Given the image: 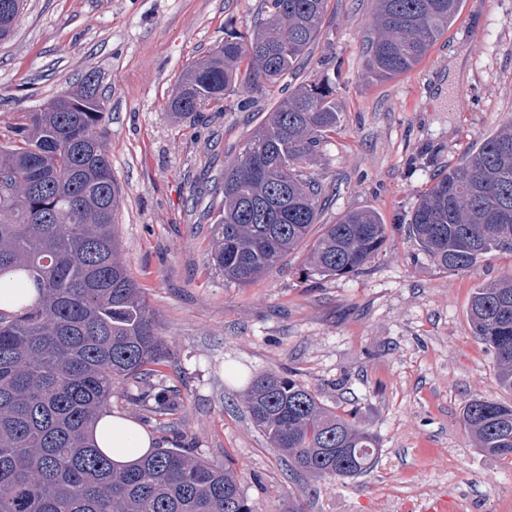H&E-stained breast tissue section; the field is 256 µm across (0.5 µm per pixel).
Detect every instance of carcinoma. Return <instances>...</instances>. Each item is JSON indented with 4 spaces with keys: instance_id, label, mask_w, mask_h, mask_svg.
Wrapping results in <instances>:
<instances>
[{
    "instance_id": "carcinoma-1",
    "label": "carcinoma",
    "mask_w": 512,
    "mask_h": 512,
    "mask_svg": "<svg viewBox=\"0 0 512 512\" xmlns=\"http://www.w3.org/2000/svg\"><path fill=\"white\" fill-rule=\"evenodd\" d=\"M253 31L182 74L169 102L179 116L232 92L274 86L321 36L328 0H263ZM461 0H372L366 67L387 80L415 67L458 16ZM25 0H0V41ZM330 83L301 82L224 162L216 186L210 262L224 280L251 284L306 248L305 271L361 270L387 241L371 210L344 214L312 234L325 189L302 171L340 123ZM104 102L91 72L78 89L26 113L16 143L0 146V281L30 282L36 302L0 311V512H254L230 467L157 444L117 468L91 440L112 386L162 373L170 351L143 288L120 258L119 188L102 141ZM408 234L441 268L472 272L492 252L512 254V120L435 180L413 210ZM473 335L512 391V276L473 289ZM176 394L154 396L167 416ZM245 404L291 468L318 478L365 473L375 435L279 374L255 376ZM482 451L512 457V404L482 396L463 409Z\"/></svg>"
}]
</instances>
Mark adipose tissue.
<instances>
[{
  "mask_svg": "<svg viewBox=\"0 0 512 512\" xmlns=\"http://www.w3.org/2000/svg\"><path fill=\"white\" fill-rule=\"evenodd\" d=\"M92 438L116 466L131 463L154 447V439L132 420L115 414L102 416L94 426Z\"/></svg>",
  "mask_w": 512,
  "mask_h": 512,
  "instance_id": "obj_1",
  "label": "adipose tissue"
}]
</instances>
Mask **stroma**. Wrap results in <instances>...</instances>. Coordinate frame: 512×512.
<instances>
[{
  "instance_id": "obj_1",
  "label": "stroma",
  "mask_w": 512,
  "mask_h": 512,
  "mask_svg": "<svg viewBox=\"0 0 512 512\" xmlns=\"http://www.w3.org/2000/svg\"><path fill=\"white\" fill-rule=\"evenodd\" d=\"M261 18V0H27L0 42V145L25 112L99 77L121 255L171 354L162 374L115 385L110 411L232 467L256 512H424L441 498L455 512H512V461L475 448L462 425L472 396L512 403L467 316L472 289L511 274L512 256L445 270L406 228L433 175L512 117V0H462L426 57L383 82L365 64L369 0H329L298 78L335 75L341 127L304 172L333 189L320 223L369 209L388 240L359 273L305 274L299 252L235 285L208 263L210 201L194 188L222 175L278 91L233 93L190 118L168 102L189 64ZM264 372L372 432L374 466L348 479L292 471L245 408ZM169 387L179 400L164 420L135 400Z\"/></svg>"
}]
</instances>
